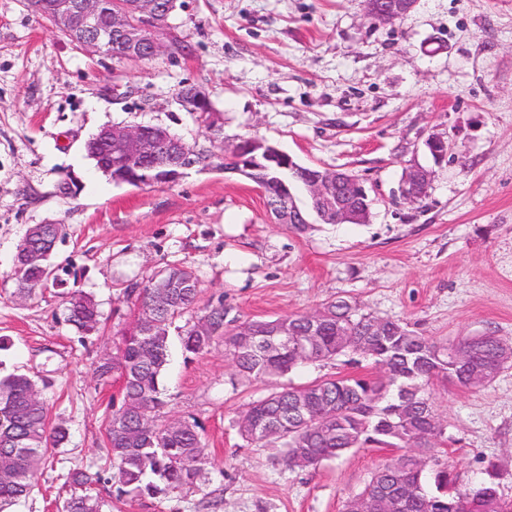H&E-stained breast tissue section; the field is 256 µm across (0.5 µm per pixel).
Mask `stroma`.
Listing matches in <instances>:
<instances>
[{
  "label": "stroma",
  "instance_id": "obj_1",
  "mask_svg": "<svg viewBox=\"0 0 512 512\" xmlns=\"http://www.w3.org/2000/svg\"><path fill=\"white\" fill-rule=\"evenodd\" d=\"M364 11V0H184L172 19L181 50L135 62L86 55L29 0H0V372L42 383L69 430L8 512H57L74 491L64 474L102 465L119 383L94 368L133 313L126 289L165 267L195 271L199 316L222 305L273 319L344 298L440 342L491 333L512 344V0H417L391 24ZM186 85L205 88L226 138L358 175L369 222L296 230L219 168L140 187L96 168L85 144L112 124H158L209 147L177 101ZM432 136L451 145L439 163ZM412 160L434 171L416 204L398 196ZM47 221L64 226L54 262L69 289L94 296L104 335L80 338L59 288L17 296V247ZM163 385L166 418L203 427L208 461L193 488L156 498L103 484L101 512H343L394 457L359 449L291 471L278 449L244 441L236 419L268 386L240 378L220 341L189 361L172 345ZM433 398L460 483L493 460L512 499V363L479 388L435 384Z\"/></svg>",
  "mask_w": 512,
  "mask_h": 512
}]
</instances>
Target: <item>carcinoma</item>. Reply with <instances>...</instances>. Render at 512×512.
I'll use <instances>...</instances> for the list:
<instances>
[{
  "instance_id": "obj_1",
  "label": "carcinoma",
  "mask_w": 512,
  "mask_h": 512,
  "mask_svg": "<svg viewBox=\"0 0 512 512\" xmlns=\"http://www.w3.org/2000/svg\"><path fill=\"white\" fill-rule=\"evenodd\" d=\"M95 164L111 163V149L100 134L86 143ZM176 276L169 298L158 308L149 333L131 322L118 331L115 352L99 359L95 368L103 381L117 375L123 381L104 425L105 466L71 469L65 482L88 489L104 481L110 467L120 484L119 495L156 497L192 487L207 459V445L197 421L177 429L162 421L165 400L161 378L170 361V330L174 321L193 311L199 279L188 266H171ZM18 292L33 296L43 286L41 269L26 266L14 271ZM321 321L309 332L306 315L249 320L228 317L224 305L209 310L208 320L195 322L180 336L185 358L196 356L217 341L224 343L235 371L242 377L271 384V391L249 404L239 428L243 440L280 449L288 469L317 467L360 448H392L396 464L378 466L344 512H367L366 501L389 497L398 512H512V500L500 489L498 465L487 462L479 481L461 487L441 459L443 424L430 386L437 382L473 388L475 375L489 383L492 371L512 361V346L493 334L439 343L410 328L404 321L362 313L344 299L322 304ZM67 321L82 336L101 330V313L94 298L73 294ZM286 332L292 338L281 345ZM465 355L462 364L448 369V351ZM348 358L358 365L370 360L379 374H354L284 384L281 379L297 367ZM37 383L25 374L0 375V453L12 457V476L0 480V508L29 497L34 476L53 451L68 441V429L50 420L49 408L34 396ZM61 512H99L95 499L75 494Z\"/></svg>"
}]
</instances>
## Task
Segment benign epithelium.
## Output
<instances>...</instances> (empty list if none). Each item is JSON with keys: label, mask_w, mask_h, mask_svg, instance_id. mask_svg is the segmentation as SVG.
<instances>
[{"label": "benign epithelium", "mask_w": 512, "mask_h": 512, "mask_svg": "<svg viewBox=\"0 0 512 512\" xmlns=\"http://www.w3.org/2000/svg\"><path fill=\"white\" fill-rule=\"evenodd\" d=\"M178 0H51L45 4L46 16L55 29L90 55L104 54L123 60L128 56L144 55L153 58L160 53L178 48L169 42L172 26L170 18L177 9ZM416 0H390L379 5L376 0H365L366 16L377 23L389 24L407 16ZM179 101L189 112H202V127L210 133V140L219 141V151L208 150L211 158L224 159V172L243 175L255 181L263 195L274 191L269 208L281 224H307L309 220L296 204L289 184L270 177L276 170L288 175L305 176L311 209L326 224H337L349 219L365 224L370 217L368 192L360 179L349 172L320 169L298 164L290 155L256 138L241 137L231 145L224 140V121L216 111L206 90L190 85L179 95ZM116 156L107 170L112 181L143 186L164 182L173 184L192 167L209 169L202 160L198 146L173 135L159 125H108L104 127ZM428 151L436 162L445 159L447 142L439 137L426 140ZM160 155L169 158L161 166L152 163ZM434 172L411 161L406 164L400 185V194L408 202L426 197Z\"/></svg>", "instance_id": "benign-epithelium-1"}]
</instances>
